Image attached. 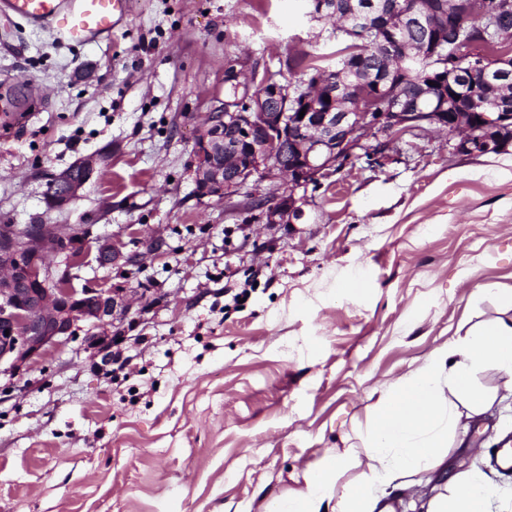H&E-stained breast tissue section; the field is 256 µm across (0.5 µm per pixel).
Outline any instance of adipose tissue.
Masks as SVG:
<instances>
[{"instance_id": "adipose-tissue-1", "label": "adipose tissue", "mask_w": 512, "mask_h": 512, "mask_svg": "<svg viewBox=\"0 0 512 512\" xmlns=\"http://www.w3.org/2000/svg\"><path fill=\"white\" fill-rule=\"evenodd\" d=\"M500 308V316L471 325L382 389L360 446L323 457L305 470L303 489L262 512H389L387 488L419 484L431 492L427 512H491L489 483L470 470L449 472L448 458L461 419L484 414L498 397L476 387V373L493 368L512 376V290L501 294ZM350 470L355 478L344 481Z\"/></svg>"}]
</instances>
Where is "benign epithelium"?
<instances>
[{
	"label": "benign epithelium",
	"instance_id": "1",
	"mask_svg": "<svg viewBox=\"0 0 512 512\" xmlns=\"http://www.w3.org/2000/svg\"><path fill=\"white\" fill-rule=\"evenodd\" d=\"M512 0H495L485 15L498 44H512ZM423 21L416 5L405 0L396 16L376 14L373 25L386 32L396 48L407 21ZM498 75L512 77V53L492 58ZM446 112H420L398 101L381 112L370 104L352 107L343 86L329 78L312 91L290 93L279 82H266L244 112L227 101L214 108L196 128L194 184L201 198H229L253 180L275 172L288 178L286 194L268 208L269 217L299 220L308 204L297 190L320 183L321 175L379 134L439 126L455 138L454 152L472 155L477 147L497 151L512 143V99L474 89L461 92L453 74L446 76ZM329 101H324V97ZM305 115H300V112ZM98 158H81L52 178L51 205L79 196L93 177ZM86 228L49 224L43 234L27 237L11 226L0 235V375L21 376L49 348L82 337L87 349L108 361L111 328L128 314V302L116 288H75L70 270L81 264ZM122 258L108 241L98 246L99 265ZM64 266L58 270V266Z\"/></svg>",
	"mask_w": 512,
	"mask_h": 512
}]
</instances>
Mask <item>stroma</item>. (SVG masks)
Instances as JSON below:
<instances>
[{
	"mask_svg": "<svg viewBox=\"0 0 512 512\" xmlns=\"http://www.w3.org/2000/svg\"><path fill=\"white\" fill-rule=\"evenodd\" d=\"M310 0H130L109 37L71 48L0 21V224H80L75 287L123 288L110 363L72 340L0 376V512H260L359 443L382 388L512 289V145L453 153L447 131L379 135L377 166L346 162L270 223L247 197L195 192L194 130L227 84L334 51ZM107 154L79 196L53 174ZM124 255L99 266L96 245ZM147 297H140V289ZM152 306H145V298ZM512 397L474 419L454 466L512 498L494 457Z\"/></svg>",
	"mask_w": 512,
	"mask_h": 512,
	"instance_id": "35a3bbf8",
	"label": "stroma"
}]
</instances>
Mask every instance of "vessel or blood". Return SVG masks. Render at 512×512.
Listing matches in <instances>:
<instances>
[{"label": "vessel or blood", "instance_id": "obj_1", "mask_svg": "<svg viewBox=\"0 0 512 512\" xmlns=\"http://www.w3.org/2000/svg\"><path fill=\"white\" fill-rule=\"evenodd\" d=\"M128 12V0H0V17L47 28L58 42L75 47L107 37Z\"/></svg>", "mask_w": 512, "mask_h": 512}]
</instances>
